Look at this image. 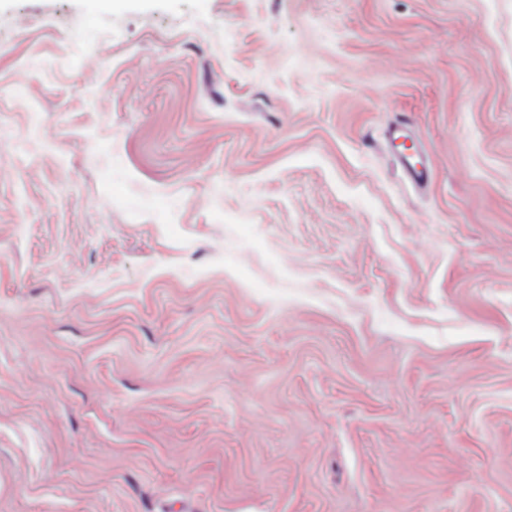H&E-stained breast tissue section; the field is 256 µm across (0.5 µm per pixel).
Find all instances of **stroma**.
I'll return each instance as SVG.
<instances>
[{
    "instance_id": "stroma-1",
    "label": "stroma",
    "mask_w": 512,
    "mask_h": 512,
    "mask_svg": "<svg viewBox=\"0 0 512 512\" xmlns=\"http://www.w3.org/2000/svg\"><path fill=\"white\" fill-rule=\"evenodd\" d=\"M0 512H512V0H0Z\"/></svg>"
}]
</instances>
